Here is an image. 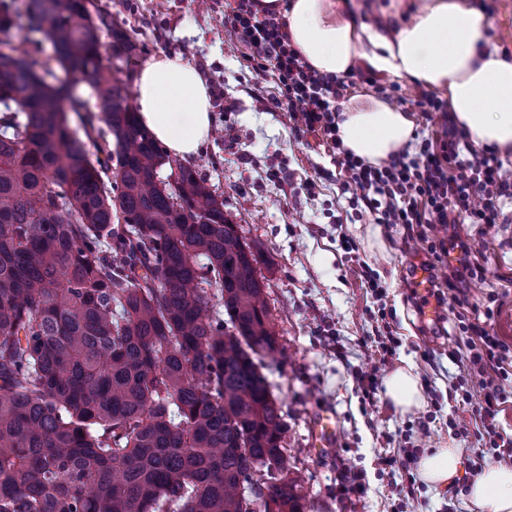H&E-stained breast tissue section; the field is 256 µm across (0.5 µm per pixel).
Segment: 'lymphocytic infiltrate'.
<instances>
[{
    "label": "lymphocytic infiltrate",
    "instance_id": "f902f5d3",
    "mask_svg": "<svg viewBox=\"0 0 512 512\" xmlns=\"http://www.w3.org/2000/svg\"><path fill=\"white\" fill-rule=\"evenodd\" d=\"M224 25L246 47L259 75L275 78L281 95L273 101L274 111L287 114L293 132L321 136L346 177V187L376 223L423 224L431 230L439 224H496L504 219L512 181L503 177L492 157L473 149L441 99L425 93L416 102L422 112L439 113L440 135L422 138L414 150H403L384 165L364 164L343 148L338 135L337 117L349 80L312 68L291 45L285 21L259 8L257 0H235L224 13ZM477 335L479 346L469 361L480 378L483 399L476 411L489 447L475 454L501 462L512 458V439L496 438V417L506 401L498 380L506 374L512 346L483 328Z\"/></svg>",
    "mask_w": 512,
    "mask_h": 512
}]
</instances>
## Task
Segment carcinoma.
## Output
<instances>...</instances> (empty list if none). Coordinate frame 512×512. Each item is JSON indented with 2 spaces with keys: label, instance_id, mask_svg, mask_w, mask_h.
<instances>
[{
  "label": "carcinoma",
  "instance_id": "obj_1",
  "mask_svg": "<svg viewBox=\"0 0 512 512\" xmlns=\"http://www.w3.org/2000/svg\"><path fill=\"white\" fill-rule=\"evenodd\" d=\"M109 18L0 0V512H304L261 372L279 345L260 250L138 123ZM75 74L108 128L94 153ZM264 484L272 511L248 494Z\"/></svg>",
  "mask_w": 512,
  "mask_h": 512
}]
</instances>
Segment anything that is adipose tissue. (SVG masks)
<instances>
[{
  "mask_svg": "<svg viewBox=\"0 0 512 512\" xmlns=\"http://www.w3.org/2000/svg\"><path fill=\"white\" fill-rule=\"evenodd\" d=\"M282 16L288 37L318 72L343 77L358 62L416 86L448 93L457 127L478 147L512 156V59L491 47L485 17L466 0H415L410 20L398 30L358 21L352 0H260ZM138 122L178 157L196 154L212 133L210 88L201 73L178 55L160 53L139 71ZM343 146L378 166L412 140L408 112L372 96L352 97L338 117ZM383 395L397 410L421 407L419 377L412 366L384 380ZM461 454L433 448L417 461L429 488H446L456 477ZM474 512H512V467H485L468 485Z\"/></svg>",
  "mask_w": 512,
  "mask_h": 512,
  "instance_id": "1",
  "label": "adipose tissue"
}]
</instances>
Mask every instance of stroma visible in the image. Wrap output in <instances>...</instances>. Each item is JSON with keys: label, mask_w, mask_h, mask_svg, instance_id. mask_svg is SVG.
Segmentation results:
<instances>
[{"label": "stroma", "mask_w": 512, "mask_h": 512, "mask_svg": "<svg viewBox=\"0 0 512 512\" xmlns=\"http://www.w3.org/2000/svg\"><path fill=\"white\" fill-rule=\"evenodd\" d=\"M106 2L113 28L137 46L136 66L161 52L181 56L202 70L211 94L224 96L222 109L211 112L223 135L211 136L187 163L207 177L245 240L262 250L265 299L284 350L264 373L283 405L288 464L304 480L305 512H470L467 486L483 427L462 392L480 389L449 355L476 342L460 324L475 307L512 346V285H503L512 282V213L502 224L457 225L461 239L485 256L482 276L461 274L460 250L432 252L446 230L422 238L376 223L353 209L342 178L316 179L317 168L332 165L328 150L314 136L292 134L287 116L273 111L276 83L258 78L224 27L229 0L208 8L199 0ZM418 261L431 265L437 289L457 290L459 302L445 306L441 324L417 318L410 294ZM367 268L387 287L385 301L366 288ZM387 326L399 345L385 363L376 340ZM408 363L422 385L419 409L396 410L381 392L367 395L359 386L362 375L383 379ZM323 404L336 413V444L318 453L311 425ZM405 448L459 449L462 471L447 489L429 490L417 474L382 464ZM357 473L369 485L363 497L341 490Z\"/></svg>", "instance_id": "35a3bbf8"}]
</instances>
